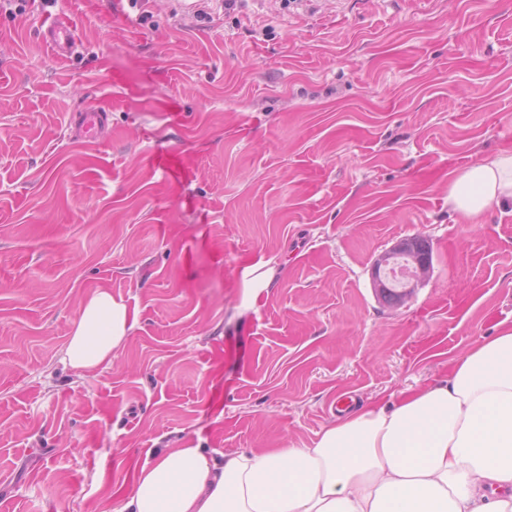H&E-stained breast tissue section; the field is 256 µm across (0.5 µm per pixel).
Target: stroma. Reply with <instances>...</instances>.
<instances>
[{
    "instance_id": "stroma-1",
    "label": "stroma",
    "mask_w": 512,
    "mask_h": 512,
    "mask_svg": "<svg viewBox=\"0 0 512 512\" xmlns=\"http://www.w3.org/2000/svg\"><path fill=\"white\" fill-rule=\"evenodd\" d=\"M150 11H0V512H112L160 448L310 446L337 397L445 378L512 326V207L448 204L512 148V0ZM62 15L65 58L39 40ZM90 109L103 137L71 129ZM412 237L431 275L386 304L373 264ZM99 288L136 324L86 374L62 358ZM274 275L272 267L266 268L260 272L253 267L246 268L242 273L243 297L241 309L251 308L258 299L261 292L265 291L270 285Z\"/></svg>"
}]
</instances>
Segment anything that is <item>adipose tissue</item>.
I'll list each match as a JSON object with an SVG mask.
<instances>
[{"instance_id": "obj_1", "label": "adipose tissue", "mask_w": 512, "mask_h": 512, "mask_svg": "<svg viewBox=\"0 0 512 512\" xmlns=\"http://www.w3.org/2000/svg\"><path fill=\"white\" fill-rule=\"evenodd\" d=\"M448 204L473 222L492 205H512V149L456 173ZM134 327L123 301L96 290L65 359L95 372ZM117 512H512V327L479 341L447 378L344 412L313 447L219 458L163 449Z\"/></svg>"}]
</instances>
